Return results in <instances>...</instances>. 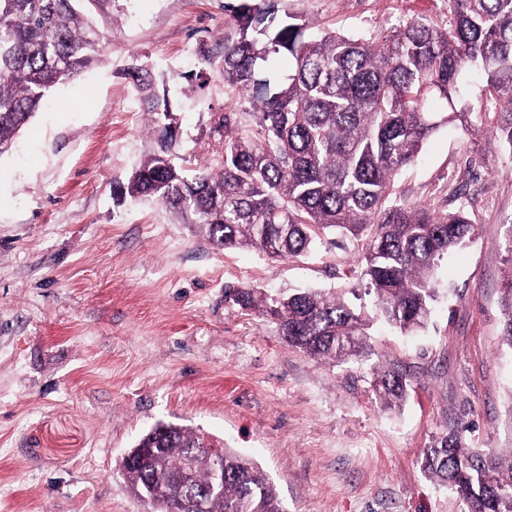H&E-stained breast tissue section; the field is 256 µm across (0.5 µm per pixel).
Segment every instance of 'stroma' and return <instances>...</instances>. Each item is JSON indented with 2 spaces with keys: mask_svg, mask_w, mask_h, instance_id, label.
I'll use <instances>...</instances> for the list:
<instances>
[{
  "mask_svg": "<svg viewBox=\"0 0 512 512\" xmlns=\"http://www.w3.org/2000/svg\"><path fill=\"white\" fill-rule=\"evenodd\" d=\"M225 0H111L103 62L55 89L0 155V512H146L123 456L160 423L246 457L284 512H462L420 467L423 448L512 460V348L501 339L512 276V151L448 126L396 179L406 200L464 211L475 237L444 258L415 335L373 329L375 353L320 363L273 324L224 303L228 285L269 294L362 288L359 241L330 234L298 259L224 250L116 183L165 137L126 75L147 65L177 118L176 162L213 165L224 81ZM316 30L380 38L402 21H448V0H274ZM406 373L385 408L374 367Z\"/></svg>",
  "mask_w": 512,
  "mask_h": 512,
  "instance_id": "obj_1",
  "label": "stroma"
}]
</instances>
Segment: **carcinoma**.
Here are the masks:
<instances>
[{"label": "carcinoma", "mask_w": 512, "mask_h": 512, "mask_svg": "<svg viewBox=\"0 0 512 512\" xmlns=\"http://www.w3.org/2000/svg\"><path fill=\"white\" fill-rule=\"evenodd\" d=\"M448 22L407 20L379 40L335 31L313 34L302 19L277 17L270 0L226 7L224 82L235 104L219 113L210 134L224 143L218 167L189 178L167 154L149 155L118 199L151 198L224 249L254 248L272 259L298 258L320 235L365 239L360 256L364 295L296 291L276 296L227 286L224 301L275 325L292 347L315 360L369 356V329L382 320L403 333L423 329L438 295L435 271L475 234L464 212H440L393 192L399 170L412 163L436 130L456 122L486 129L512 150V0H449ZM108 35L92 25L79 0H0V155L35 116L52 90L76 83L102 61ZM294 61L285 76L272 59ZM476 66L485 95L459 112V79ZM152 122L176 138L167 101L149 68L126 71ZM433 99L449 105L435 112ZM502 341L512 348V276L501 310ZM385 407L404 399L406 377L375 372ZM158 455L123 468L132 492L151 512H167L175 495L207 497V512H283L273 485L240 454L224 449V485L212 489L213 460L200 433L161 423L138 444ZM193 461L195 480L183 489L150 490L161 470L177 474ZM421 469L453 490L465 512H499L512 499V461L505 464L463 444V429L436 437Z\"/></svg>", "instance_id": "cac0c4a2"}]
</instances>
